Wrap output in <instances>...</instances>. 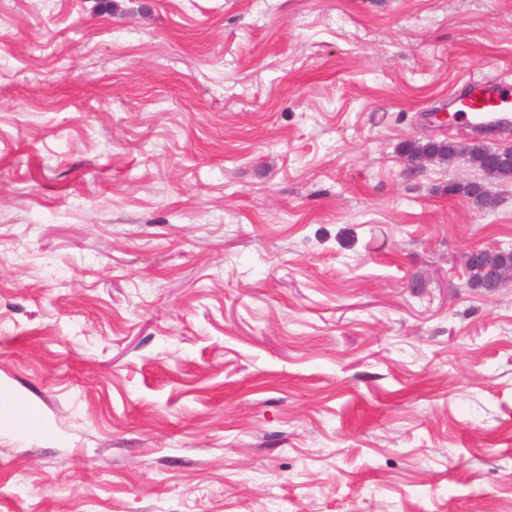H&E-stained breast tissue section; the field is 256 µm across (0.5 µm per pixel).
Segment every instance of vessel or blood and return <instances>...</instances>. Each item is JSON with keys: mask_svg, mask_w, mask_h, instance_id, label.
I'll list each match as a JSON object with an SVG mask.
<instances>
[{"mask_svg": "<svg viewBox=\"0 0 512 512\" xmlns=\"http://www.w3.org/2000/svg\"><path fill=\"white\" fill-rule=\"evenodd\" d=\"M511 101V83L504 80H476L467 84L461 93L453 95L449 103L461 107L471 123L484 125L512 122V113L506 110Z\"/></svg>", "mask_w": 512, "mask_h": 512, "instance_id": "obj_1", "label": "vessel or blood"}]
</instances>
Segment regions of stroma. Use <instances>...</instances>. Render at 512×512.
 Listing matches in <instances>:
<instances>
[{"instance_id": "stroma-1", "label": "stroma", "mask_w": 512, "mask_h": 512, "mask_svg": "<svg viewBox=\"0 0 512 512\" xmlns=\"http://www.w3.org/2000/svg\"><path fill=\"white\" fill-rule=\"evenodd\" d=\"M473 78L512 0H0V512H512ZM496 253L500 255L512 256L511 249L502 248H480L478 246L470 248L465 254V267L479 266L483 276L481 279L482 289L487 293H497L502 288L512 285V263H496L491 260L488 254Z\"/></svg>"}]
</instances>
